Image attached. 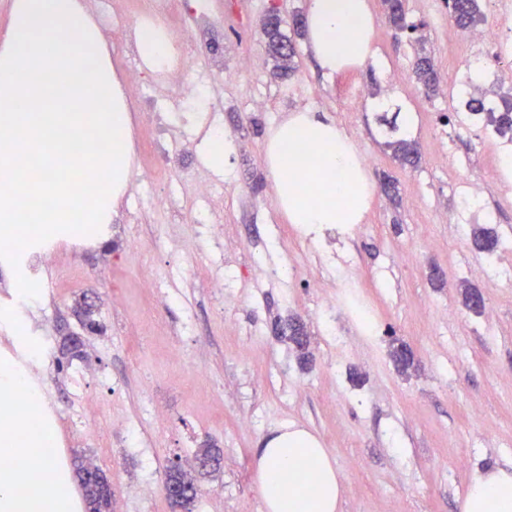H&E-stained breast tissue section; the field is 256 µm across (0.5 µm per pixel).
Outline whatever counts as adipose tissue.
Listing matches in <instances>:
<instances>
[{
    "mask_svg": "<svg viewBox=\"0 0 512 512\" xmlns=\"http://www.w3.org/2000/svg\"><path fill=\"white\" fill-rule=\"evenodd\" d=\"M374 19L367 0H309L307 40L319 69L342 75L371 54ZM265 158L274 180L275 202L289 223L316 233L328 224H357L368 211L372 192L359 157L336 123L304 111L284 117L265 139ZM308 186L295 190L293 179ZM0 392L23 396L22 404L0 414V449L26 463L29 480L17 491V466L0 468V512H60L69 488L55 497L42 493L54 470L44 450L50 433L33 434L28 424L35 405L22 379L0 366ZM255 480L267 512H339L344 493L330 452L309 432L287 425L261 440ZM460 512H512V464L478 473L459 503Z\"/></svg>",
    "mask_w": 512,
    "mask_h": 512,
    "instance_id": "obj_1",
    "label": "adipose tissue"
}]
</instances>
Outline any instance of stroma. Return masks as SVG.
<instances>
[{"label": "stroma", "mask_w": 512, "mask_h": 512, "mask_svg": "<svg viewBox=\"0 0 512 512\" xmlns=\"http://www.w3.org/2000/svg\"><path fill=\"white\" fill-rule=\"evenodd\" d=\"M368 3L374 29L365 65L328 77L301 40L295 75L277 79L261 33L268 0L252 10L243 0H213L225 66L253 60L239 82L212 90L221 129L235 142L225 173L211 176L223 187L229 240L196 223L195 193L176 179L200 169L204 132L192 110L165 107L158 118L168 154L158 163L172 179H132L101 241L80 250L59 242L43 260L25 258L40 285L36 298L20 297L14 268L0 260V365L27 360L41 378V401L53 411L52 463L72 491L67 512H85L71 470L77 457L107 476L114 512H173L168 467L178 458L195 473L205 445L218 460L195 474V512H264L254 454L285 425L309 431L334 457L340 512H458L479 470L512 461V282L470 274L493 261L512 264V203L489 174L499 139L484 122H464L466 94L425 98L408 32L388 23L381 0ZM406 8L408 22L424 24L442 78L475 75L491 103L512 94V74L474 71L468 48L449 44L443 0H407ZM354 83L366 95L350 112ZM286 88L291 97H282ZM302 110L335 121L374 159L362 224L328 226L318 240L277 209L264 154L265 131ZM385 111L418 144V168L401 166L385 146ZM385 176L398 185L396 199L377 189ZM474 184L478 203L468 208L462 196ZM486 223L501 242L491 257L470 240V228ZM133 237L141 250L130 249ZM272 262L301 274L269 280ZM324 268L336 300L331 328L306 285ZM467 285L482 291V314L463 306ZM350 288L374 309V339L343 302ZM86 299L102 330L86 335L83 358L59 366V346L79 331L74 310ZM292 317L310 337L305 366L276 333ZM397 340L415 356L405 371L390 357ZM84 418L97 423L96 439L83 435Z\"/></svg>", "instance_id": "1"}]
</instances>
